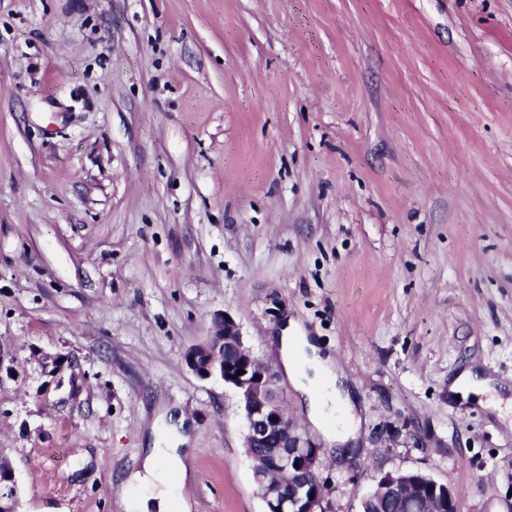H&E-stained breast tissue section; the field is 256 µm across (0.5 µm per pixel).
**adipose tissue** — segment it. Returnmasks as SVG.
I'll return each instance as SVG.
<instances>
[{"mask_svg":"<svg viewBox=\"0 0 512 512\" xmlns=\"http://www.w3.org/2000/svg\"><path fill=\"white\" fill-rule=\"evenodd\" d=\"M275 342L279 348L283 369L294 379L306 394L309 416L323 430L329 440L343 445L356 440L361 428V419L351 409L352 402L337 372L334 357L324 352L306 336L295 320H288ZM347 407V420L334 422L335 408ZM185 479L186 465L173 448H155L143 463L141 471L131 475V482L150 485L159 479L160 468Z\"/></svg>","mask_w":512,"mask_h":512,"instance_id":"adipose-tissue-1","label":"adipose tissue"}]
</instances>
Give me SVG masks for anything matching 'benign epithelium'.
Segmentation results:
<instances>
[{
  "label": "benign epithelium",
  "instance_id": "benign-epithelium-1",
  "mask_svg": "<svg viewBox=\"0 0 512 512\" xmlns=\"http://www.w3.org/2000/svg\"><path fill=\"white\" fill-rule=\"evenodd\" d=\"M188 368L200 378L219 377L234 389L247 424L244 447L262 458L253 481L265 512H317L324 499L319 473V449L287 416L277 378L260 367L245 345L240 324L229 314L216 318L215 330L185 355ZM243 374H238V371ZM272 471L288 474V487L271 484ZM15 468H0V502L19 503ZM371 512H459L454 491L422 471L382 475L370 503Z\"/></svg>",
  "mask_w": 512,
  "mask_h": 512
}]
</instances>
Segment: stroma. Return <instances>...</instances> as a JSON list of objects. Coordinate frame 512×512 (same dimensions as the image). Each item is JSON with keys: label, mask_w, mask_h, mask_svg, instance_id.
<instances>
[{"label": "stroma", "mask_w": 512, "mask_h": 512, "mask_svg": "<svg viewBox=\"0 0 512 512\" xmlns=\"http://www.w3.org/2000/svg\"><path fill=\"white\" fill-rule=\"evenodd\" d=\"M283 321L357 400L328 512L424 470L512 512V0H0V448L20 512H137L184 416L171 512H264L236 393L186 352ZM60 354L62 370L41 359ZM490 378H485L474 373L471 369H467L459 374L449 385L448 391L454 396L466 399L470 394L485 395L494 393ZM164 462L167 470L184 480L186 477V465L182 457L177 453V448H155L154 452L149 454L143 463V473L137 471L129 478V482L140 485H152L155 481L161 482L159 478L160 463Z\"/></svg>", "instance_id": "obj_1"}]
</instances>
